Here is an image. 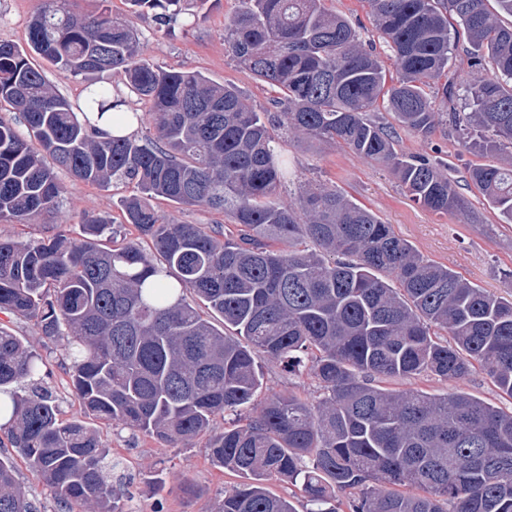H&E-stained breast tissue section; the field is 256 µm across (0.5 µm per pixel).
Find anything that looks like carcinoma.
<instances>
[{
    "label": "carcinoma",
    "instance_id": "obj_1",
    "mask_svg": "<svg viewBox=\"0 0 512 512\" xmlns=\"http://www.w3.org/2000/svg\"><path fill=\"white\" fill-rule=\"evenodd\" d=\"M65 2L41 0L27 47L0 41V104L22 118H0V221L56 210L58 168L101 188L135 185L120 206L137 237L117 241L111 218L96 214L81 240L0 238V312L64 342L84 409L160 441L209 434L214 464L243 478L215 512H296L269 491L272 478L298 487L309 512H512V411L387 386L479 368L512 399V299L424 258L332 186L291 204L278 197L282 142L301 134L389 169L431 212H460L448 163L397 149L398 127L428 138L449 124L497 157L468 178L512 224V0H364L392 51L391 81L373 44L326 0H238L224 43L279 95L273 113L235 86L150 62L109 0L86 16ZM184 2L129 0L169 34L189 26ZM461 35L471 60L462 108L448 66ZM34 55L83 83L82 105L55 90ZM111 71L149 111L127 108L100 79ZM380 110L392 121L371 118ZM103 119L146 130L100 139ZM158 199L205 206L233 229L175 223ZM264 360L290 372L309 364L322 398L257 402ZM43 367L0 330V433L65 512H122L109 449L83 421L58 418ZM226 413L235 419L212 432ZM0 512H36L2 457Z\"/></svg>",
    "mask_w": 512,
    "mask_h": 512
}]
</instances>
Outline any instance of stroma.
I'll return each instance as SVG.
<instances>
[{
	"label": "stroma",
	"mask_w": 512,
	"mask_h": 512,
	"mask_svg": "<svg viewBox=\"0 0 512 512\" xmlns=\"http://www.w3.org/2000/svg\"><path fill=\"white\" fill-rule=\"evenodd\" d=\"M40 0H0V40L26 45L29 23ZM238 7V0H190L195 17L187 32L168 35L148 19L136 23L145 56L167 70L199 71L218 84H231L244 91L256 111L271 110L273 93L233 58L224 43V19ZM400 148L407 154L438 156L448 162L449 175L458 184L467 207L459 214L433 213L410 199L387 169L352 153L340 144L289 137L284 149L295 172L283 187L281 198L289 202L303 188L318 184L336 187L351 200L371 209L396 234L411 243L426 259L448 266L463 278L492 294L512 295V225L502 223L467 184V170L480 163L479 155L467 151L455 133H435L421 138L407 131L399 133ZM57 177L63 187L62 202L47 222L31 225L1 224L4 238L40 237L45 226H53L67 238L83 234L84 214L110 216L127 237H135L132 226L123 222L120 199L130 187L103 189L74 180L65 171ZM0 328L27 342L46 360L44 387L53 396L61 419H81L94 430L103 447L109 448L120 466L112 473L122 483L123 512H212L226 491L240 483L236 473L213 464L206 438L190 443L162 442L130 429L124 423H102L85 413L76 399L69 364L61 344L48 342L34 322L0 313ZM263 395L297 394L318 399L320 385L308 370L288 371L281 364L263 361ZM412 387L435 395L470 393L512 408V400L500 397L492 380L482 371L463 379L423 376ZM0 455L13 460L16 475L38 512H61L52 492L30 465L10 445L0 446Z\"/></svg>",
	"instance_id": "35a3bbf8"
}]
</instances>
